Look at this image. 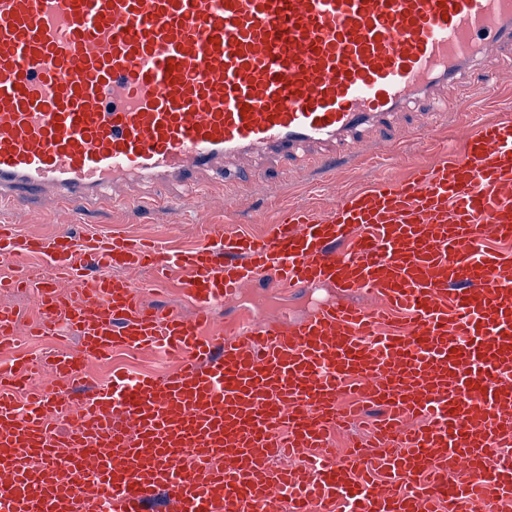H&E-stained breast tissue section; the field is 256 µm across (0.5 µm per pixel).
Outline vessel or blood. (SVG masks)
I'll use <instances>...</instances> for the list:
<instances>
[{
	"instance_id": "1",
	"label": "vessel or blood",
	"mask_w": 512,
	"mask_h": 512,
	"mask_svg": "<svg viewBox=\"0 0 512 512\" xmlns=\"http://www.w3.org/2000/svg\"><path fill=\"white\" fill-rule=\"evenodd\" d=\"M512 49V0H0V209L114 184L241 180L228 159L349 148L435 85ZM512 119L460 124L409 178L259 234L182 250L120 231L29 236L0 221V289L64 319L76 350L0 368V512H497L512 500ZM46 261L38 279L20 261ZM183 270L195 313L140 299ZM76 284L66 294L68 284ZM258 283L327 286L308 317L216 307ZM356 293L372 306L353 302ZM0 308V350L24 326ZM161 350L170 372L90 389L84 361ZM66 391L48 390L47 380ZM374 410L367 441L335 434ZM305 452L302 466L275 467Z\"/></svg>"
}]
</instances>
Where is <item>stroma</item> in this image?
I'll return each mask as SVG.
<instances>
[{"label": "stroma", "instance_id": "obj_1", "mask_svg": "<svg viewBox=\"0 0 512 512\" xmlns=\"http://www.w3.org/2000/svg\"><path fill=\"white\" fill-rule=\"evenodd\" d=\"M484 71V77L474 82L435 88V96L448 102L447 112L440 117L432 118L426 111L413 109L399 113L391 125L365 133L359 145L368 159L361 164L339 157L323 167L312 164L300 168L284 161L272 168L259 156L252 163L255 175L249 181L227 185L212 174H203L193 208L179 216L174 215L170 203L181 198L182 188L170 186L166 191L168 201L163 204L153 183L144 179L128 188L129 202L125 205L80 203L63 208L47 195L15 205L5 218L22 233L33 236H50L66 227L77 234L120 229L190 247L204 239L212 224H223L228 232H258L263 225L272 223L286 205L324 212L335 206L343 193L377 177H408L415 165L429 160L434 149L449 142L460 122L478 123L512 115V62L491 63ZM77 345L76 337L59 336L47 329L35 338L13 337L10 351L25 357L36 369L46 353ZM173 366V358L161 352H118L109 359L85 362L83 370L96 386L104 387L110 384L116 369L161 375Z\"/></svg>", "mask_w": 512, "mask_h": 512}]
</instances>
